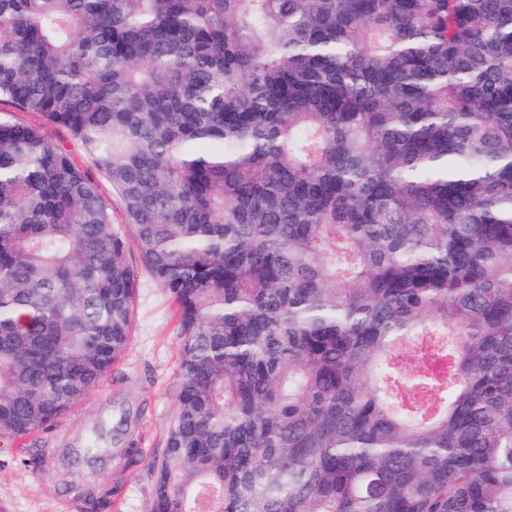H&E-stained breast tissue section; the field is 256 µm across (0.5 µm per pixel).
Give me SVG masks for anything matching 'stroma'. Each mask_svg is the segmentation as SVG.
Here are the masks:
<instances>
[{
    "label": "stroma",
    "instance_id": "1",
    "mask_svg": "<svg viewBox=\"0 0 512 512\" xmlns=\"http://www.w3.org/2000/svg\"><path fill=\"white\" fill-rule=\"evenodd\" d=\"M0 118L42 128L53 142L68 149L81 169L93 171L91 159L66 127L46 124L37 113L24 112L0 100ZM138 282L135 324L129 350L101 385L68 415L64 424L23 440H0V512H60V496L72 486L122 485L108 512H151L152 476L149 462L161 454L177 406L178 321L170 300L141 265H134ZM126 415L122 441L110 442L111 465H86L75 459L76 448L93 430L111 428ZM140 451L129 463L123 444ZM39 449L41 465L23 462L27 449Z\"/></svg>",
    "mask_w": 512,
    "mask_h": 512
}]
</instances>
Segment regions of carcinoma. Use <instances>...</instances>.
Segmentation results:
<instances>
[{"mask_svg":"<svg viewBox=\"0 0 512 512\" xmlns=\"http://www.w3.org/2000/svg\"><path fill=\"white\" fill-rule=\"evenodd\" d=\"M0 97L176 305L151 512H512V0H0ZM136 292L96 179L0 119V439ZM0 118L29 126L41 127L50 140L66 147L72 161L81 169L91 173L98 181L102 196L112 204V222L120 225L126 224L122 203L112 190L111 183L95 171L91 159L83 151L79 143L72 139L66 127L46 124L38 113L21 111L6 99L0 100Z\"/></svg>","mask_w":512,"mask_h":512,"instance_id":"1","label":"carcinoma"}]
</instances>
